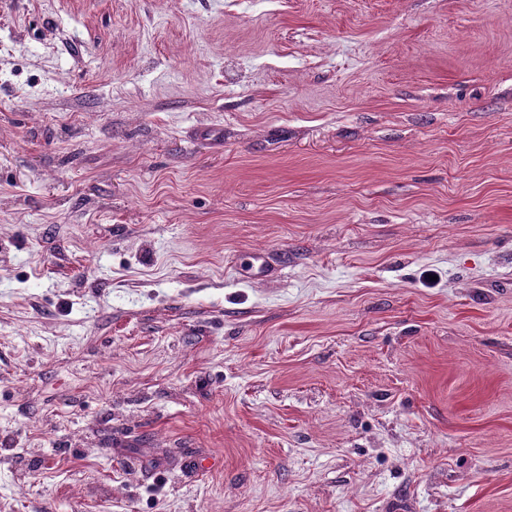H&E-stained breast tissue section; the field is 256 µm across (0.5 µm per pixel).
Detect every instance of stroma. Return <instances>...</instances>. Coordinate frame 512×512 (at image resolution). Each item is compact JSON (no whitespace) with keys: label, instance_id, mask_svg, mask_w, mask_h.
<instances>
[{"label":"stroma","instance_id":"1","mask_svg":"<svg viewBox=\"0 0 512 512\" xmlns=\"http://www.w3.org/2000/svg\"><path fill=\"white\" fill-rule=\"evenodd\" d=\"M0 512H512V0H0Z\"/></svg>","mask_w":512,"mask_h":512}]
</instances>
